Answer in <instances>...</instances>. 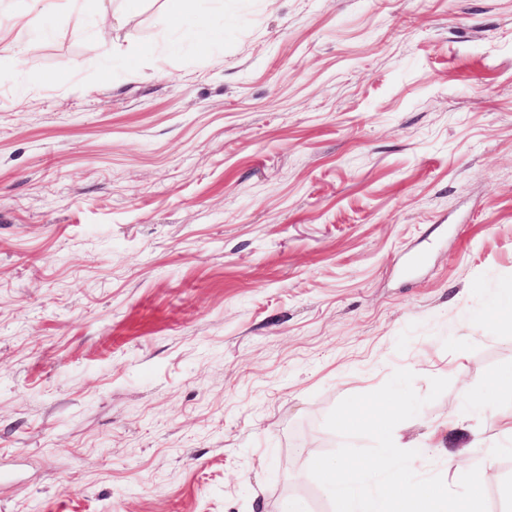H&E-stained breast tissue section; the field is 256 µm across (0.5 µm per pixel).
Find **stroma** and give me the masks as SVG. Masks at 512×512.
<instances>
[{"label":"stroma","instance_id":"35a3bbf8","mask_svg":"<svg viewBox=\"0 0 512 512\" xmlns=\"http://www.w3.org/2000/svg\"><path fill=\"white\" fill-rule=\"evenodd\" d=\"M188 4L207 51L108 0L96 58L95 11L0 0V512H332L325 418L399 369L450 381L419 475L498 441L512 512V397L451 415L512 371V0ZM506 394H512V375L492 374L482 384L466 388L465 406L470 411L496 418L498 401Z\"/></svg>","mask_w":512,"mask_h":512}]
</instances>
